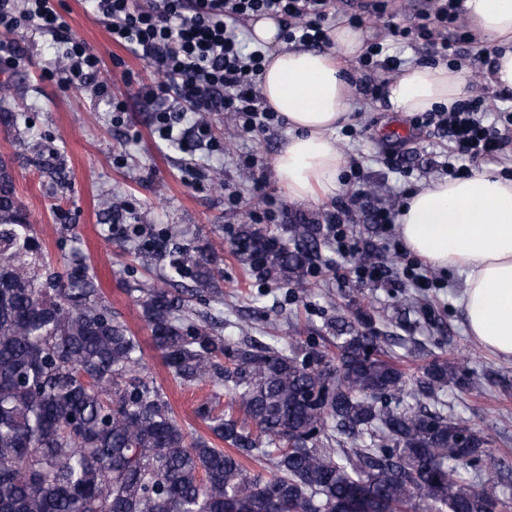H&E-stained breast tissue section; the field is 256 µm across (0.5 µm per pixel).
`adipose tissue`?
<instances>
[{
  "label": "adipose tissue",
  "instance_id": "ef3b65f1",
  "mask_svg": "<svg viewBox=\"0 0 512 512\" xmlns=\"http://www.w3.org/2000/svg\"><path fill=\"white\" fill-rule=\"evenodd\" d=\"M459 7L493 51L489 83L512 90V0H459ZM249 33L266 52L261 94L290 129L273 161L278 183L298 202L336 196L344 156L333 132L351 109L355 88L345 63L362 52L364 30L336 24L330 46L321 50L289 45L268 16L253 20ZM471 90L463 71L416 64L389 76L386 100L391 111L423 113L451 107ZM397 224L424 264L462 276L459 303L469 335L512 359V181L486 169L423 185L409 193Z\"/></svg>",
  "mask_w": 512,
  "mask_h": 512
}]
</instances>
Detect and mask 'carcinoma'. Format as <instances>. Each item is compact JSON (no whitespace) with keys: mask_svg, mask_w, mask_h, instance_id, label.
Listing matches in <instances>:
<instances>
[{"mask_svg":"<svg viewBox=\"0 0 512 512\" xmlns=\"http://www.w3.org/2000/svg\"><path fill=\"white\" fill-rule=\"evenodd\" d=\"M321 225L284 242L254 224L234 252L274 282L301 286ZM175 293L139 284L174 379L215 382L245 420L201 400L210 437L180 426L144 351L83 262L66 279L43 258L9 165L0 160V512H496L504 502L491 435L448 419L438 393L467 380L436 360L410 379L379 336L336 320V352L237 345L190 321L186 297L211 290L214 258L172 244ZM228 360L224 365L222 360ZM409 394L412 401L404 399ZM227 444L214 446L213 440ZM271 461L266 478L247 463Z\"/></svg>","mask_w":512,"mask_h":512,"instance_id":"1","label":"carcinoma"}]
</instances>
